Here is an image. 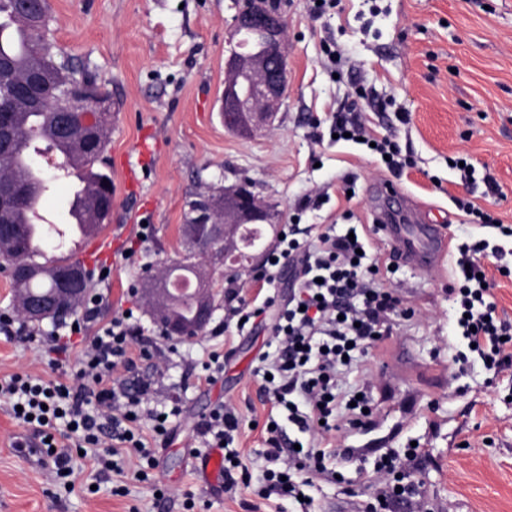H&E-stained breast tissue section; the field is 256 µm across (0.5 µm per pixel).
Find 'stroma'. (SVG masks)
Listing matches in <instances>:
<instances>
[{
  "mask_svg": "<svg viewBox=\"0 0 512 512\" xmlns=\"http://www.w3.org/2000/svg\"><path fill=\"white\" fill-rule=\"evenodd\" d=\"M49 6L52 37L74 75L95 78L122 103L102 162L112 176L106 231L117 248L89 267L110 271L93 283L103 296L98 324L134 308L149 355L114 377L142 380L151 403L179 405L182 415L168 439L143 432L157 463L153 475L171 491L159 503L148 484L135 480L133 458L122 473L102 475L77 460L74 491L58 495L36 437L0 407V512H183L187 493L203 502L202 512H294V503L257 494L270 405L255 370L274 351L270 321L213 335L227 307L228 278L217 268L209 329L192 340L168 336L141 284L186 253L180 227L191 216L190 201L235 183L275 204L281 225L372 223L381 209L397 205L382 190L391 183L417 202L424 223L446 225L453 240L512 249V239L453 203L469 199L512 225V0H334L319 15L314 0H288V94L273 125L251 138L227 131L218 116L233 48L231 0H49ZM328 40L341 54L333 65L324 53ZM354 100L369 126L399 142L411 166L387 170L366 147L331 138L326 114ZM146 130L157 152L131 191L124 168L137 166L131 147ZM458 156L487 168L498 194H486L482 181H462L448 165ZM45 170L51 184L40 214L57 227L66 222L70 186L54 164ZM348 175L350 199L343 194ZM145 222L154 231L142 243L137 233ZM130 248L136 254L129 259ZM453 266L450 256L429 276L400 266L396 277L417 315L396 319L391 336L346 374L349 386L374 376L372 422L340 433L341 445L356 454L339 466L345 483L317 480L311 512H360L371 494L363 470L380 454L413 444L421 454L412 478L434 512H512V379L494 376L474 357L455 363L467 346L453 327ZM213 349L223 351L224 371L210 383L201 363ZM22 372L53 376L35 344L0 336V379ZM221 403L239 416L232 448L251 478L213 490L187 456L202 447L196 422ZM92 483L99 492L88 493ZM118 484L128 495H113Z\"/></svg>",
  "mask_w": 512,
  "mask_h": 512,
  "instance_id": "obj_1",
  "label": "stroma"
}]
</instances>
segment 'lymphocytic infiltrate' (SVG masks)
Here are the masks:
<instances>
[{"mask_svg": "<svg viewBox=\"0 0 512 512\" xmlns=\"http://www.w3.org/2000/svg\"><path fill=\"white\" fill-rule=\"evenodd\" d=\"M330 131L348 134L350 142L373 144L385 156L387 169L407 166L398 142L387 136L374 137L367 130L356 105L338 109L331 115ZM376 227L363 224L287 225L271 258L256 273L264 286L275 287L274 268H292L290 295L276 304L272 295L246 300L240 288L227 291L228 320L237 330L254 324L269 308L277 314L272 328L274 354L261 358L256 369L262 376L261 391L276 411H283L287 426L300 434L298 448L286 446L284 427L274 416L268 417L267 446L261 455L266 462L261 498L277 495L298 500L307 512L310 494L318 478L335 479V463L353 458L349 448L336 445L342 428L362 427L373 401L369 384L347 391L340 376L350 369L382 337L390 335L395 316L411 317L413 309L401 308V298L393 262L382 261L374 246ZM486 241L458 244L455 279L449 290L455 295V323L467 344L487 369L500 374L512 369V320L496 313L490 287L483 275L479 256L487 250ZM102 302L100 295H89L82 311L64 323L43 344L41 352L53 379L28 373H15L0 379V401L13 418L32 431L39 440L41 454L51 463L54 480L74 485V459L79 452L92 451L100 470L118 469V458L129 455L143 460L135 471L136 480L150 482L153 492L167 498L168 490L151 481L149 471L156 465L138 428L149 420L158 437L167 436L180 411L175 406L148 407L149 387L115 383L116 368L133 370L134 338L142 329L133 309L89 333ZM83 343L77 366L67 357L73 337ZM239 419L233 407L218 405L196 424L206 447L224 449V471L232 473L239 455L231 450ZM418 449L404 454L387 452L375 462L371 484L373 494L363 512H394L401 504L413 512H430L419 500L411 479L410 467Z\"/></svg>", "mask_w": 512, "mask_h": 512, "instance_id": "lymphocytic-infiltrate-1", "label": "lymphocytic infiltrate"}]
</instances>
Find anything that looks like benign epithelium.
<instances>
[{
  "label": "benign epithelium",
  "instance_id": "7a95c632",
  "mask_svg": "<svg viewBox=\"0 0 512 512\" xmlns=\"http://www.w3.org/2000/svg\"><path fill=\"white\" fill-rule=\"evenodd\" d=\"M288 0H232L235 10L231 37L241 32L255 34L266 45L267 52L253 56L232 50L226 69L231 76L242 80L226 90L222 101L221 118L230 132L253 136L266 129L276 117L287 95L286 13ZM60 120L58 134L69 137L77 132L92 144L98 143L97 131L112 112L111 100L90 91V83L74 77L57 95ZM274 208L264 203L243 186L224 190V215L214 218L208 202L200 200L192 222L181 226L188 244V255L197 264L196 288L182 298L195 307L196 322L193 334L183 332L179 325L166 319V306L179 293L169 288L165 273L149 279L143 288L155 319L168 326L179 337L200 335L209 322L214 299L218 292L216 282L206 267L224 266V271L237 277L249 274L255 265H241L234 256L239 228L243 224H265L280 235L274 224ZM84 285V272L78 266H64L56 272V292L52 299L35 297L25 302L24 316L31 321H42L61 315L78 300Z\"/></svg>",
  "mask_w": 512,
  "mask_h": 512
}]
</instances>
